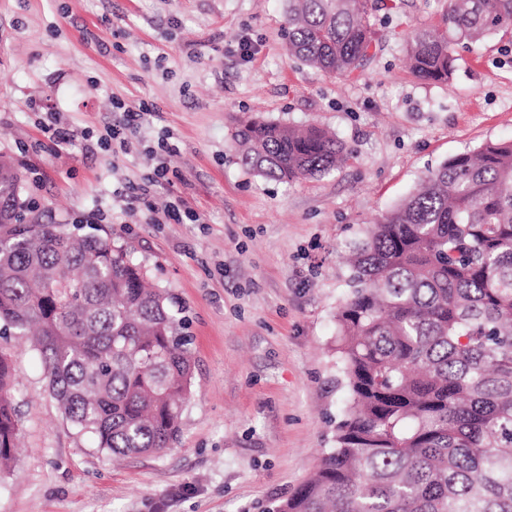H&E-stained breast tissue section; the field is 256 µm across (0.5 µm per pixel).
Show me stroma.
<instances>
[{"label": "stroma", "instance_id": "1", "mask_svg": "<svg viewBox=\"0 0 512 512\" xmlns=\"http://www.w3.org/2000/svg\"><path fill=\"white\" fill-rule=\"evenodd\" d=\"M286 0H0V155L45 224L124 247L175 298L195 368L166 455L119 461L67 422L34 351L13 361L17 462L0 512H273L335 445L344 255L424 174L512 139V37L458 49L450 82L405 61L404 36L446 0H403L365 66L328 76L288 57ZM146 102L122 125L114 104ZM334 132L351 152L320 179L244 167L242 116ZM165 161L168 172L157 178ZM177 200L190 219L166 218Z\"/></svg>", "mask_w": 512, "mask_h": 512}]
</instances>
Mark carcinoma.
Wrapping results in <instances>:
<instances>
[{
    "label": "carcinoma",
    "instance_id": "1",
    "mask_svg": "<svg viewBox=\"0 0 512 512\" xmlns=\"http://www.w3.org/2000/svg\"><path fill=\"white\" fill-rule=\"evenodd\" d=\"M388 0H288V56L359 68ZM512 26V0H448L443 26L405 38L412 71L448 81L455 46ZM244 166L320 178L348 150L331 131L247 117ZM0 322L24 337L66 421L113 457L179 439L194 371L173 297L127 252L42 224L0 158ZM336 342L348 388L336 447L277 512H512V140L428 171L348 247ZM0 354V468L20 423Z\"/></svg>",
    "mask_w": 512,
    "mask_h": 512
}]
</instances>
